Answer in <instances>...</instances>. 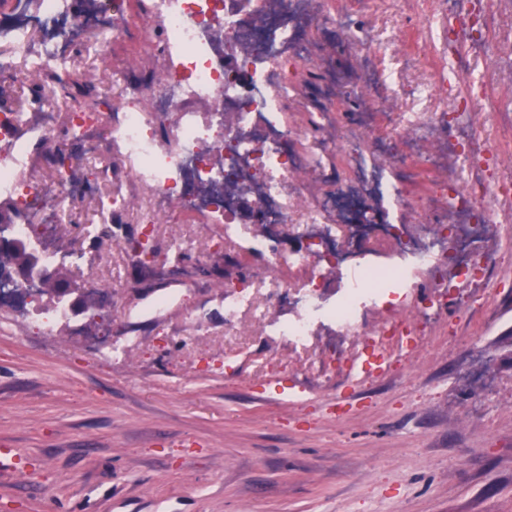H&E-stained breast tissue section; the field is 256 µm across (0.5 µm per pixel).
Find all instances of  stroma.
Returning a JSON list of instances; mask_svg holds the SVG:
<instances>
[{"label": "stroma", "instance_id": "obj_1", "mask_svg": "<svg viewBox=\"0 0 512 512\" xmlns=\"http://www.w3.org/2000/svg\"><path fill=\"white\" fill-rule=\"evenodd\" d=\"M324 2L310 38L354 16L374 40L372 71L392 68L403 86L392 112L375 114V135H389L397 113L431 111L435 56L448 49L439 0ZM485 9L495 33L479 36L469 68L512 108V85L492 67L497 58L512 69V7ZM428 14L436 53L408 62ZM138 41L130 29L105 54L86 30L70 64L120 107L128 84L113 63ZM316 71L296 61L285 106L299 149L326 133ZM111 193L101 184L58 218V245L87 260L63 268L82 312L49 325L38 304L0 307V456L11 464L0 470V512H512V273L495 306L437 317L414 365L351 386L336 369L333 326L319 325L306 347L248 317L226 332L225 280L250 288L262 269L217 226L150 224L142 192L115 228L99 206ZM91 224L111 237L85 233ZM148 225L156 256L140 263L128 243ZM469 349L496 376L491 395L460 380Z\"/></svg>", "mask_w": 512, "mask_h": 512}]
</instances>
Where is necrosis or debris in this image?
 Wrapping results in <instances>:
<instances>
[{
    "mask_svg": "<svg viewBox=\"0 0 512 512\" xmlns=\"http://www.w3.org/2000/svg\"><path fill=\"white\" fill-rule=\"evenodd\" d=\"M448 2V51L461 71L471 51L467 32L489 26L479 0L463 15L455 9L458 0ZM319 18V0H149L139 24L140 61L125 66L133 92L119 110L97 114L69 134L84 156L120 157L123 187L149 193L152 217L175 208L213 217L225 243L245 245L262 263L269 291L287 296L295 308L292 318L273 322L271 304L228 282L224 322L230 329L249 309L258 326L276 324L279 335L305 347L323 310L340 342L368 335L406 359L444 306L466 312L494 298L498 274L512 267L511 252L483 245L499 221L512 219V190L502 187V171L494 165L499 144L482 138L470 119L472 97L491 99L496 91L466 81L442 84L439 107L427 122L401 121L385 140L365 118L391 110L394 96L365 80L353 88L361 118L317 149L295 152L298 133L284 116L293 92L290 60L302 57L323 70L322 118H329L341 87L331 48L307 36ZM129 25L123 0H36L0 15V41L47 71L64 61L85 30H101L115 41ZM101 122L109 129L104 144L95 136ZM53 134V114L38 104L11 121L0 118V198L25 200L26 217L9 233L29 238L33 225H41L51 269L67 259L53 248V232L60 209L78 203L76 176L68 171L53 183L32 181L24 188L19 176L30 167L33 149ZM463 140L470 144V179H449L408 196L418 175L412 158L448 171ZM348 141L357 149L343 172L332 159ZM323 182L335 183V190L312 195L311 186ZM353 268L366 287L335 282V275ZM421 280L430 293L420 305L400 302L398 315L367 326L365 305L388 283L412 288ZM330 287L338 298L326 309L321 300Z\"/></svg>",
    "mask_w": 512,
    "mask_h": 512,
    "instance_id": "necrosis-or-debris-1",
    "label": "necrosis or debris"
}]
</instances>
